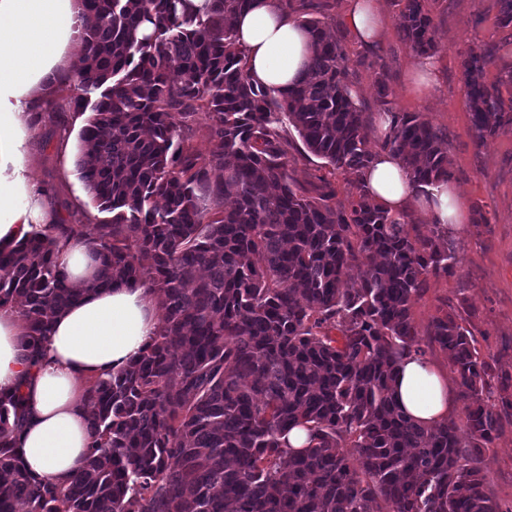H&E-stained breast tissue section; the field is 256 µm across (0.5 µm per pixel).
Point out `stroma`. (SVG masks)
<instances>
[{
    "instance_id": "1",
    "label": "stroma",
    "mask_w": 512,
    "mask_h": 512,
    "mask_svg": "<svg viewBox=\"0 0 512 512\" xmlns=\"http://www.w3.org/2000/svg\"><path fill=\"white\" fill-rule=\"evenodd\" d=\"M346 6L347 0H337L329 31L344 37L354 100L363 111L383 112L376 80L385 76L394 111L423 113L442 132L452 182L471 213L469 224L453 235L459 256L454 274L430 279L426 293L412 305L418 343L425 357L445 370L452 393H459V378L447 353L429 346L426 336L432 318L454 306L480 355L494 357L501 373L512 376V133L477 140L463 68L470 48L489 49L494 60L483 79L500 85L503 96L511 97L512 85L503 78L512 70V27L498 25V0H428L439 43L437 80L417 90L413 87L416 57L399 33L400 0H381L383 36L370 46L348 36L343 22ZM41 111L44 120L29 144L36 179L49 188L51 203L66 222L99 218L76 165L84 116L74 113L65 91ZM286 136L289 170L296 184L311 192L321 176H330L337 202H346L351 175L330 172L322 159L305 149L296 131H287ZM484 459L487 492L502 512H512V422L504 424Z\"/></svg>"
}]
</instances>
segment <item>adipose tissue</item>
<instances>
[{"label":"adipose tissue","mask_w":512,"mask_h":512,"mask_svg":"<svg viewBox=\"0 0 512 512\" xmlns=\"http://www.w3.org/2000/svg\"><path fill=\"white\" fill-rule=\"evenodd\" d=\"M79 0H0V245L24 239L33 228L57 223L59 215L31 174L28 144L31 112L73 76L81 58L75 25ZM344 24L358 43L380 40L379 0H348ZM234 29L249 53L253 82L282 90L298 81L307 62V35L279 0H252ZM374 200L392 214L422 210L435 224L460 228L469 221L464 199L449 182L414 187L402 163L382 153L367 173ZM60 260L84 288L81 299L57 315L44 354L30 362L24 323L0 307V391H21L26 415L18 446L29 473L64 482L80 472L88 443L86 389L93 380L126 364L155 335L159 312L145 288L97 284L98 265L81 240L64 242ZM396 398L403 411L431 425L446 419L454 400L445 375L418 355L398 366Z\"/></svg>","instance_id":"adipose-tissue-1"}]
</instances>
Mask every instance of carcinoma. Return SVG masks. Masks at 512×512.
Returning a JSON list of instances; mask_svg holds the SVG:
<instances>
[{"mask_svg": "<svg viewBox=\"0 0 512 512\" xmlns=\"http://www.w3.org/2000/svg\"><path fill=\"white\" fill-rule=\"evenodd\" d=\"M252 0H80L78 168L97 224L63 221L0 246V306L37 356L53 318L77 301L59 244L85 240L98 284L141 285L156 335L87 387L89 446L66 484L34 479L16 433L24 399L0 394V512H499L482 449L501 411L484 393L509 378L480 357L454 310L427 336L460 378L463 418L429 426L394 399L417 342L411 307L458 263L442 224L405 229L374 201L370 119L351 96L349 58L324 15L302 78L252 82L233 22ZM426 0H404L400 33L416 55L439 49ZM493 55L464 59L477 138L512 132V104L483 81ZM208 116L205 144L195 117ZM294 129L312 155L354 175L346 204L326 179L308 196L290 173ZM443 137L419 112L390 113L380 150L420 187L450 177ZM355 273L360 288H346ZM308 430L295 450L284 437ZM353 448L350 454L347 449Z\"/></svg>", "mask_w": 512, "mask_h": 512, "instance_id": "obj_1", "label": "carcinoma"}]
</instances>
